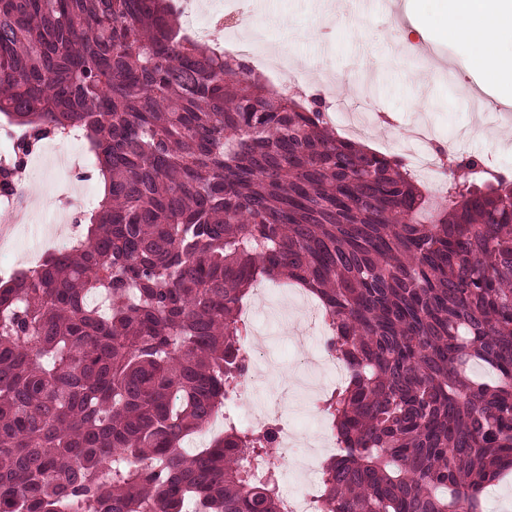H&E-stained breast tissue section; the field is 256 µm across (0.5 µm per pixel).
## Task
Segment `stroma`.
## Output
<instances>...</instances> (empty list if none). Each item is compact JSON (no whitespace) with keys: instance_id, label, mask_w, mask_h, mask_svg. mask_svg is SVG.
I'll return each mask as SVG.
<instances>
[{"instance_id":"stroma-1","label":"stroma","mask_w":512,"mask_h":512,"mask_svg":"<svg viewBox=\"0 0 512 512\" xmlns=\"http://www.w3.org/2000/svg\"><path fill=\"white\" fill-rule=\"evenodd\" d=\"M450 7L449 0H341L333 8L326 0L253 5L270 41L303 71L326 110L339 100L354 104L361 87L371 86L373 148L401 154L408 131L423 118L436 142L451 144L463 157L488 159L512 176V136L506 134L512 129V74L488 70L463 43L444 36ZM26 176L41 207L20 223L16 250L0 254L6 265L62 212L64 170L32 163Z\"/></svg>"}]
</instances>
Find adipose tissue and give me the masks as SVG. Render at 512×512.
<instances>
[{
    "label": "adipose tissue",
    "instance_id": "obj_1",
    "mask_svg": "<svg viewBox=\"0 0 512 512\" xmlns=\"http://www.w3.org/2000/svg\"><path fill=\"white\" fill-rule=\"evenodd\" d=\"M451 30L469 46L486 50L512 28V0H452Z\"/></svg>",
    "mask_w": 512,
    "mask_h": 512
}]
</instances>
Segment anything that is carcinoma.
<instances>
[{"instance_id": "carcinoma-1", "label": "carcinoma", "mask_w": 512, "mask_h": 512, "mask_svg": "<svg viewBox=\"0 0 512 512\" xmlns=\"http://www.w3.org/2000/svg\"><path fill=\"white\" fill-rule=\"evenodd\" d=\"M177 15L0 0V196L75 132L106 183L72 246L0 281V512H285L238 454L266 460L275 429L182 448L243 378V300L282 276L347 374L322 398L319 512H478L512 468V178L452 159L427 196Z\"/></svg>"}]
</instances>
